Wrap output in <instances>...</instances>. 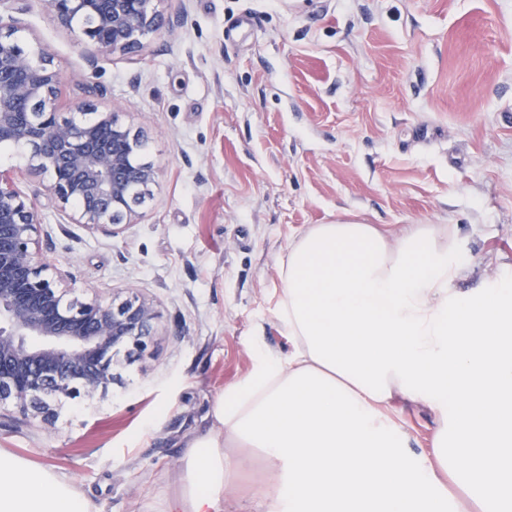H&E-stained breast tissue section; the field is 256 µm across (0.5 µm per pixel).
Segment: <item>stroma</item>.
<instances>
[{"mask_svg": "<svg viewBox=\"0 0 512 512\" xmlns=\"http://www.w3.org/2000/svg\"><path fill=\"white\" fill-rule=\"evenodd\" d=\"M8 13L63 71L60 107L114 108L160 167L138 223L106 238L0 155L72 297L137 293L161 313L149 354L122 361L98 403H63L51 423L0 405V448L51 466L92 512H158L217 394L258 349L290 351L277 260L311 225L444 224L455 288L512 271V0H165L144 48L114 56L42 0ZM391 416L427 453L431 409Z\"/></svg>", "mask_w": 512, "mask_h": 512, "instance_id": "1", "label": "stroma"}]
</instances>
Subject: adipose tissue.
I'll list each match as a JSON object with an SVG mask.
<instances>
[{
    "mask_svg": "<svg viewBox=\"0 0 512 512\" xmlns=\"http://www.w3.org/2000/svg\"><path fill=\"white\" fill-rule=\"evenodd\" d=\"M455 239L439 224L390 238L316 224L279 256L285 356L258 351L213 401L220 433L183 448L162 512H226L246 448L265 461L262 512H512V278L452 286ZM435 414L418 457L386 416L395 398ZM462 489L457 499L449 488ZM0 512H90L50 466L0 448Z\"/></svg>",
    "mask_w": 512,
    "mask_h": 512,
    "instance_id": "ef3b65f1",
    "label": "adipose tissue"
}]
</instances>
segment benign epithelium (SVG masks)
I'll return each mask as SVG.
<instances>
[{"label":"benign epithelium","instance_id":"benign-epithelium-1","mask_svg":"<svg viewBox=\"0 0 512 512\" xmlns=\"http://www.w3.org/2000/svg\"><path fill=\"white\" fill-rule=\"evenodd\" d=\"M79 43L126 53L159 28L161 0H43ZM62 73L26 29L0 14V142L24 149L26 164L70 219L111 237L135 223L159 169L146 142L111 108L82 102L64 117L56 104ZM34 199L0 174V403L50 416L63 399L92 401L112 385L117 356L148 350L160 313L135 296L67 298L71 273L40 249Z\"/></svg>","mask_w":512,"mask_h":512}]
</instances>
